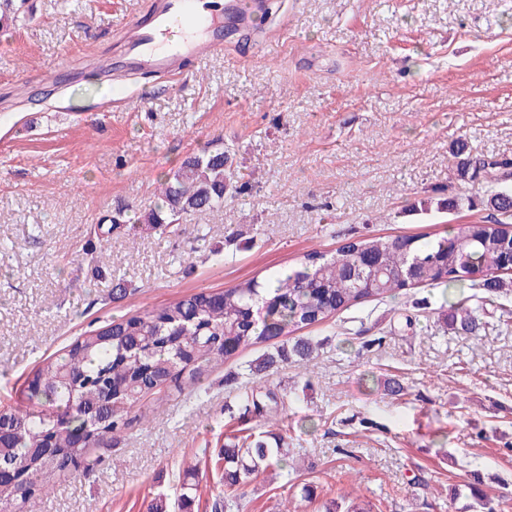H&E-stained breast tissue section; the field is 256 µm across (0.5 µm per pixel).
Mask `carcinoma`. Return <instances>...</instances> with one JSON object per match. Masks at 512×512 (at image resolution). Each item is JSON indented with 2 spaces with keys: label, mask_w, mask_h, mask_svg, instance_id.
<instances>
[{
  "label": "carcinoma",
  "mask_w": 512,
  "mask_h": 512,
  "mask_svg": "<svg viewBox=\"0 0 512 512\" xmlns=\"http://www.w3.org/2000/svg\"><path fill=\"white\" fill-rule=\"evenodd\" d=\"M14 2L0 0L3 32L15 21ZM453 154L459 179L475 190L471 205L487 210V217L432 239L359 236L333 254L312 250L267 278L253 277L220 292L200 291L87 330L63 352L42 359L19 388V405L0 409V426L7 431L0 466L22 474L19 482L0 485V512H25L67 472L91 471L87 451L130 428L139 397L194 387L242 348L283 339L276 353L251 367L257 374L292 358L307 363L316 345L300 337L290 344L288 337L342 310L425 285L461 293L467 282L488 291L512 284V186L496 174L512 164L470 156L462 143ZM242 177L223 151L194 154L161 184L159 202L139 223L174 234L183 216L223 207L230 181ZM409 267L414 279L399 278L398 272ZM475 267L484 271V279L469 277ZM467 301L449 303L448 325L476 336L495 312L469 307ZM48 445L59 454L44 457L40 449ZM221 456L226 500L242 496L260 469L288 466L281 439L263 432L237 436Z\"/></svg>",
  "instance_id": "carcinoma-1"
}]
</instances>
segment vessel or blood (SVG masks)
<instances>
[{
	"mask_svg": "<svg viewBox=\"0 0 512 512\" xmlns=\"http://www.w3.org/2000/svg\"><path fill=\"white\" fill-rule=\"evenodd\" d=\"M257 7L256 0H224L217 14L205 0H153L149 20L135 19L127 26V63L175 76L183 58L223 51L225 20L250 23Z\"/></svg>",
	"mask_w": 512,
	"mask_h": 512,
	"instance_id": "1",
	"label": "vessel or blood"
}]
</instances>
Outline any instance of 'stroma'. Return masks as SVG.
Masks as SVG:
<instances>
[{
    "label": "stroma",
    "instance_id": "35a3bbf8",
    "mask_svg": "<svg viewBox=\"0 0 512 512\" xmlns=\"http://www.w3.org/2000/svg\"><path fill=\"white\" fill-rule=\"evenodd\" d=\"M32 2L0 32V407L88 326L352 237L432 236L480 219L456 143L512 161L503 0H280L262 31L232 28L222 53L183 59L171 79L124 82L121 101V38L152 0ZM204 148L244 175L222 210L184 216L176 235L115 234L84 256L98 225L153 208L165 176ZM450 197L453 208H418ZM117 277L128 283L118 300ZM443 292L415 288L302 328L320 343L307 366L249 374L273 340L197 388L142 398L149 423L91 449L93 471L62 478L31 512H149L191 467L193 512H215L218 452L241 428L275 430L289 469L261 474L225 512H481L474 485L512 512V323L453 332ZM388 378L402 395H384ZM252 388L277 399L246 411Z\"/></svg>",
    "mask_w": 512,
    "mask_h": 512
}]
</instances>
